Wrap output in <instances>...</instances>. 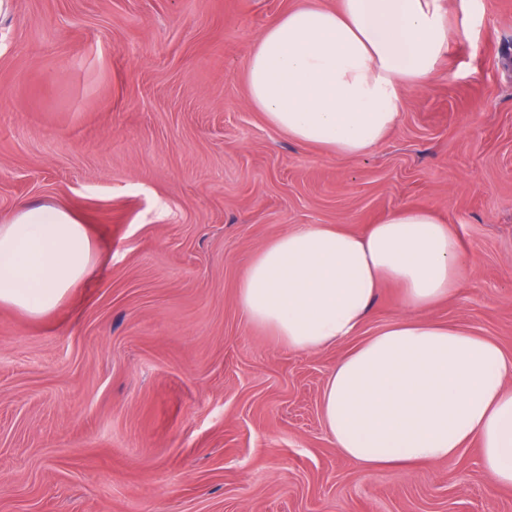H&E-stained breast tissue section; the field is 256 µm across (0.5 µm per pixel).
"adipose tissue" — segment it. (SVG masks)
Listing matches in <instances>:
<instances>
[{
    "mask_svg": "<svg viewBox=\"0 0 512 512\" xmlns=\"http://www.w3.org/2000/svg\"><path fill=\"white\" fill-rule=\"evenodd\" d=\"M442 0H296L253 46L249 101L301 145L357 159L395 128L402 91L422 86L448 49ZM459 234L434 210L406 207L362 233L304 224L255 254L238 302L296 352L347 340L321 411L340 455L360 470L452 461L472 440L484 470L512 485V358L493 341L431 318L465 281ZM93 240L71 210L29 203L0 222V305L41 317L94 270ZM401 314L361 337L380 288Z\"/></svg>",
    "mask_w": 512,
    "mask_h": 512,
    "instance_id": "1",
    "label": "adipose tissue"
}]
</instances>
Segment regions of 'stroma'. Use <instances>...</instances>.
<instances>
[{"mask_svg":"<svg viewBox=\"0 0 512 512\" xmlns=\"http://www.w3.org/2000/svg\"><path fill=\"white\" fill-rule=\"evenodd\" d=\"M444 2L439 70L356 160L249 103L250 50L290 0L0 9V220L64 206L100 256L50 314L0 306V512H512L473 444L347 462L321 396L348 344L288 350L238 305L270 239L423 206L469 265L432 317L512 356V0Z\"/></svg>","mask_w":512,"mask_h":512,"instance_id":"35a3bbf8","label":"stroma"}]
</instances>
